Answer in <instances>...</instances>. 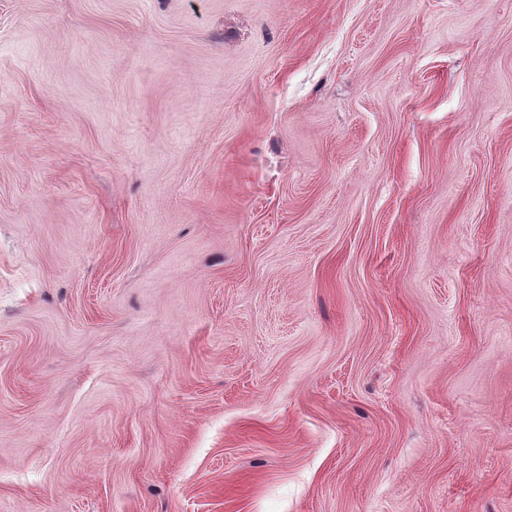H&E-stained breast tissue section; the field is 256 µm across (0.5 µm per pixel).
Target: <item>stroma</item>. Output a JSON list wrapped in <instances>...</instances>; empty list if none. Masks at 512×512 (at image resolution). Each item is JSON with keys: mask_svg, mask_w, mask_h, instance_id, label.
I'll use <instances>...</instances> for the list:
<instances>
[{"mask_svg": "<svg viewBox=\"0 0 512 512\" xmlns=\"http://www.w3.org/2000/svg\"><path fill=\"white\" fill-rule=\"evenodd\" d=\"M0 512H512V0H0Z\"/></svg>", "mask_w": 512, "mask_h": 512, "instance_id": "1", "label": "stroma"}]
</instances>
